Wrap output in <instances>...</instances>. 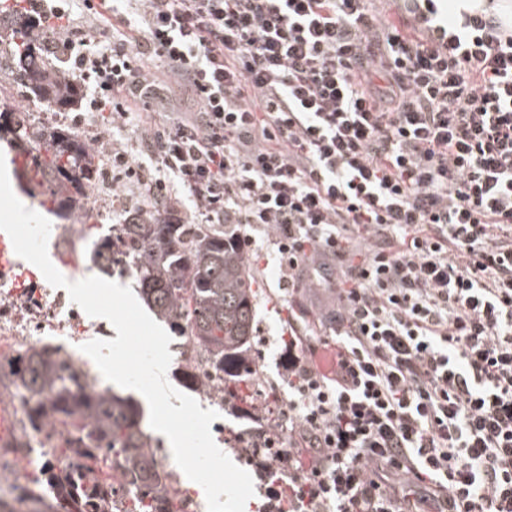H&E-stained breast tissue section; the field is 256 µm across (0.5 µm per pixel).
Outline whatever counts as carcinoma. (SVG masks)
<instances>
[{
    "label": "carcinoma",
    "mask_w": 512,
    "mask_h": 512,
    "mask_svg": "<svg viewBox=\"0 0 512 512\" xmlns=\"http://www.w3.org/2000/svg\"><path fill=\"white\" fill-rule=\"evenodd\" d=\"M16 76L30 95L63 108L68 91L51 80L32 26L9 34ZM0 112V138L12 135L18 154L29 158L23 172L40 189L42 205L61 218L75 216L81 232L89 215L80 210L84 191L99 176L88 146L66 131L34 130ZM90 259L101 271L131 269L146 304L174 331L177 342L193 338L212 368L216 385L236 402H251L252 371L243 366L253 338L255 279L246 251L227 231L180 224L169 213L135 212L110 237L94 243ZM45 345L7 360L9 373L27 399L29 426L37 431L66 427L65 467H43L25 491L30 512H111L110 471H122L130 490L126 512H180L154 464L151 438L138 425L139 409L110 388L81 387ZM0 364V370L5 367Z\"/></svg>",
    "instance_id": "1"
}]
</instances>
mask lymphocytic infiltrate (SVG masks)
Listing matches in <instances>:
<instances>
[{
  "label": "lymphocytic infiltrate",
  "mask_w": 512,
  "mask_h": 512,
  "mask_svg": "<svg viewBox=\"0 0 512 512\" xmlns=\"http://www.w3.org/2000/svg\"><path fill=\"white\" fill-rule=\"evenodd\" d=\"M87 111L142 124L118 179L266 232L288 292L279 421L236 442L263 512H512V19L495 0H18ZM331 350L328 368L319 352Z\"/></svg>",
  "instance_id": "lymphocytic-infiltrate-1"
}]
</instances>
